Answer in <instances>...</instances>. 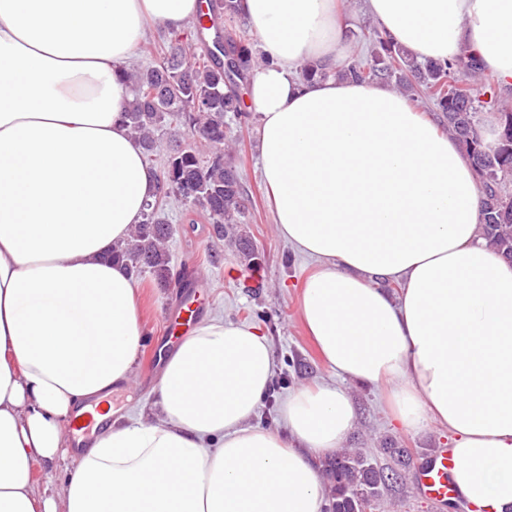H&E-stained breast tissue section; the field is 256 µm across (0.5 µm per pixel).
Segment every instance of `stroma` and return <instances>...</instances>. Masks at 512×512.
Returning a JSON list of instances; mask_svg holds the SVG:
<instances>
[{
  "instance_id": "stroma-1",
  "label": "stroma",
  "mask_w": 512,
  "mask_h": 512,
  "mask_svg": "<svg viewBox=\"0 0 512 512\" xmlns=\"http://www.w3.org/2000/svg\"><path fill=\"white\" fill-rule=\"evenodd\" d=\"M225 122L235 143L230 161L249 195L243 233L253 243L255 260L245 262L228 241L213 237L209 218L202 209L167 201L164 215L173 226L169 241L173 280L169 287L162 288L150 275L137 279L145 343L137 362L135 383L130 391L113 394L114 408L135 419L151 403L162 371L155 355L170 341L169 328L185 295V277L190 274L198 284L196 300L202 306L203 317L259 326L271 345L274 375L252 425L282 431L278 416L281 400L293 391L331 381L345 391L356 407L346 447L372 455L389 443L407 449L416 459L429 449L450 447L447 429L435 423L409 430L393 422L384 387L332 376L322 362L298 315L302 285L318 263L293 250L273 222L255 151V114L241 120L229 115Z\"/></svg>"
}]
</instances>
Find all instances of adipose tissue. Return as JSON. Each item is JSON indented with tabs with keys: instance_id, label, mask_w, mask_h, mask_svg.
Instances as JSON below:
<instances>
[{
	"instance_id": "adipose-tissue-1",
	"label": "adipose tissue",
	"mask_w": 512,
	"mask_h": 512,
	"mask_svg": "<svg viewBox=\"0 0 512 512\" xmlns=\"http://www.w3.org/2000/svg\"><path fill=\"white\" fill-rule=\"evenodd\" d=\"M415 59L471 57L512 86V0H364ZM202 0H0V512H323L317 459L355 409L329 383L251 426L274 369L255 325L185 336L153 418L115 419L144 326L134 276L106 255L159 194L132 138L121 73ZM263 60L249 72L279 234L318 262L299 316L333 372L387 386L394 419L453 438L473 512H512V263L489 247L478 177L435 122L382 84L338 79V0H238ZM312 61L328 71L306 82ZM403 288L391 298L382 282ZM96 410L93 445L41 495L34 466Z\"/></svg>"
}]
</instances>
